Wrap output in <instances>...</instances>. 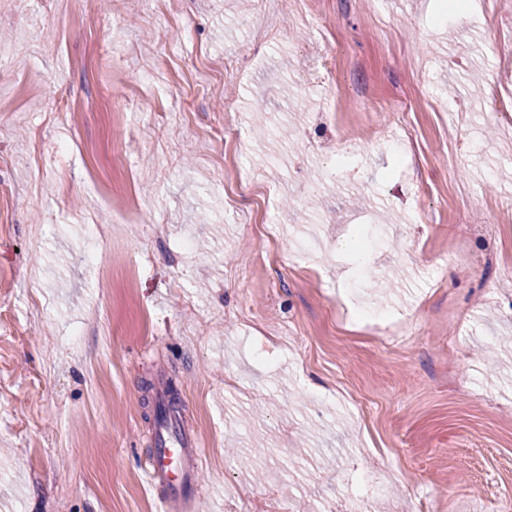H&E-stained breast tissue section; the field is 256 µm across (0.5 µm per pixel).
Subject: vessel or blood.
Here are the masks:
<instances>
[{
  "label": "vessel or blood",
  "instance_id": "1",
  "mask_svg": "<svg viewBox=\"0 0 512 512\" xmlns=\"http://www.w3.org/2000/svg\"><path fill=\"white\" fill-rule=\"evenodd\" d=\"M195 445V439L184 435L174 441L157 433L153 451L141 464L146 484L159 495L162 512H175L182 499L181 488L200 468L201 458Z\"/></svg>",
  "mask_w": 512,
  "mask_h": 512
}]
</instances>
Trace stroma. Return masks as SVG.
Masks as SVG:
<instances>
[{"mask_svg":"<svg viewBox=\"0 0 512 512\" xmlns=\"http://www.w3.org/2000/svg\"><path fill=\"white\" fill-rule=\"evenodd\" d=\"M510 31L512 0H0V512H158L173 397L189 512H512ZM176 442L180 451L174 447L170 436H165L162 431L157 432L154 438L155 449L141 464L146 484L156 495L161 509L166 512L180 510L177 505L185 495L173 492V488L181 489L184 484H188L191 474L196 473L201 464L195 439L180 435ZM163 490L166 493L158 496L157 492ZM238 512H287L289 508L278 498L267 497L263 500L251 499L245 494L239 495Z\"/></svg>","mask_w":512,"mask_h":512,"instance_id":"obj_1","label":"stroma"}]
</instances>
